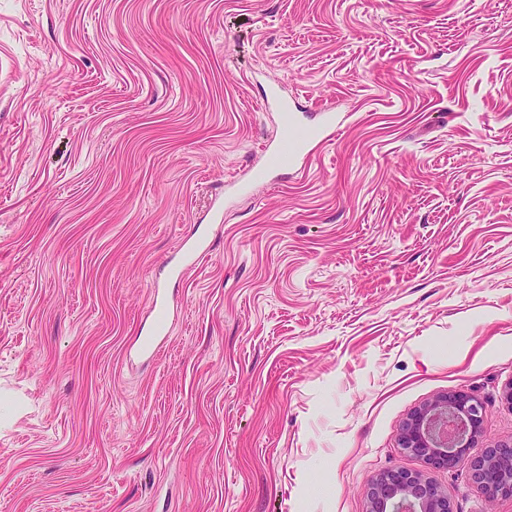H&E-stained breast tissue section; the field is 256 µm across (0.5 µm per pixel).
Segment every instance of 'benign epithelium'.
I'll list each match as a JSON object with an SVG mask.
<instances>
[{
    "instance_id": "obj_1",
    "label": "benign epithelium",
    "mask_w": 512,
    "mask_h": 512,
    "mask_svg": "<svg viewBox=\"0 0 512 512\" xmlns=\"http://www.w3.org/2000/svg\"><path fill=\"white\" fill-rule=\"evenodd\" d=\"M485 402L467 391L436 396L412 411L397 437L402 451L438 470H463L490 497H512V442L472 456L482 435ZM368 512H453L447 492L421 473L403 468L382 472L368 492Z\"/></svg>"
}]
</instances>
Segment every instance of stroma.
Segmentation results:
<instances>
[{
    "label": "stroma",
    "mask_w": 512,
    "mask_h": 512,
    "mask_svg": "<svg viewBox=\"0 0 512 512\" xmlns=\"http://www.w3.org/2000/svg\"><path fill=\"white\" fill-rule=\"evenodd\" d=\"M510 381L512 0H0V512H512L397 446ZM305 134L306 131L300 129L292 121L288 122L287 116L279 132L266 148V153L272 159L267 170L288 167V164L292 163L300 154ZM209 249V236L207 233L197 231L190 237L185 246L182 258V270H187L195 266L197 258L206 253ZM180 271V272H181ZM153 309L155 312V326L149 336H144L139 344V350L148 357H153L160 343L168 333L170 312L164 298L160 295L159 289H153ZM368 512H453L447 492L421 473L382 472L368 492Z\"/></svg>",
    "instance_id": "obj_1"
}]
</instances>
